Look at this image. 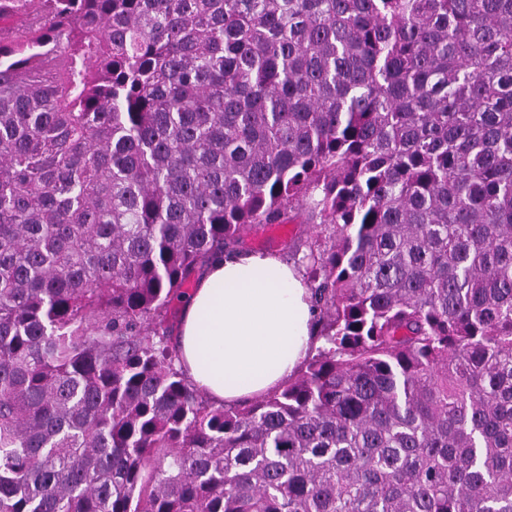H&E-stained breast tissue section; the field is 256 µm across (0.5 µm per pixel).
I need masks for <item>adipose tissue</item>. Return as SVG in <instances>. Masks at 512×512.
Segmentation results:
<instances>
[{"label": "adipose tissue", "mask_w": 512, "mask_h": 512, "mask_svg": "<svg viewBox=\"0 0 512 512\" xmlns=\"http://www.w3.org/2000/svg\"><path fill=\"white\" fill-rule=\"evenodd\" d=\"M179 309L181 369L218 405L280 389L314 345L310 290L296 266L271 252L213 257Z\"/></svg>", "instance_id": "ef3b65f1"}]
</instances>
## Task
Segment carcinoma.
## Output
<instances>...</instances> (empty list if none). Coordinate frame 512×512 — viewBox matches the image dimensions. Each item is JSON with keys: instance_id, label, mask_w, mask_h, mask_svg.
I'll return each instance as SVG.
<instances>
[{"instance_id": "obj_1", "label": "carcinoma", "mask_w": 512, "mask_h": 512, "mask_svg": "<svg viewBox=\"0 0 512 512\" xmlns=\"http://www.w3.org/2000/svg\"><path fill=\"white\" fill-rule=\"evenodd\" d=\"M296 210L216 406L173 299ZM0 512H512V0H0ZM313 224L251 227L241 250L213 257L175 304L179 365L216 405L264 396L294 377L313 346L315 311L292 253L320 228Z\"/></svg>"}]
</instances>
